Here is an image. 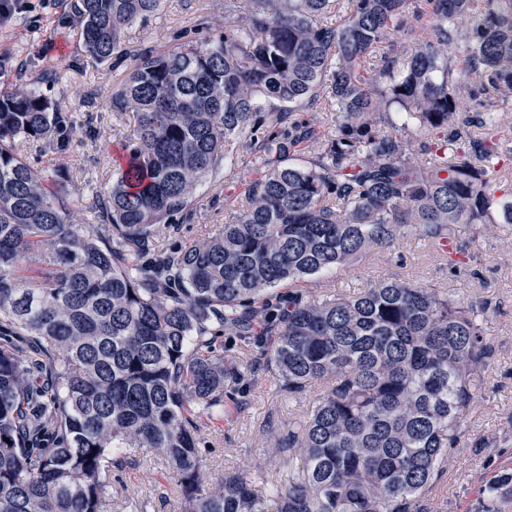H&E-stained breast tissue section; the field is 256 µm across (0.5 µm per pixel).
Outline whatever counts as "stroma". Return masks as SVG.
<instances>
[{
    "mask_svg": "<svg viewBox=\"0 0 512 512\" xmlns=\"http://www.w3.org/2000/svg\"><path fill=\"white\" fill-rule=\"evenodd\" d=\"M223 28L224 0H163L156 15L126 30L124 41L131 48L145 44L167 51L179 47L184 35L201 39ZM80 32L70 0H28L25 12L0 25V75L11 83L36 80L37 90L59 105V131L87 123L96 127L97 136L77 152L55 137L31 139L23 147L24 158L35 168L70 173V220L91 224L112 186L118 143L132 131L135 116L105 106L106 97L126 72L95 62L86 53ZM481 102L495 113L499 131L500 154L486 162L485 169L493 180L510 178L512 99L493 94L477 99L463 90L457 109L471 114ZM290 120L312 132L310 139L293 148L292 158L312 165L336 137V116L318 104L292 113ZM233 154L235 168H217L197 187L194 222L162 227L155 253L174 243L201 239L206 232L217 233L244 205L248 186L258 181L261 171L243 140L234 141ZM217 194L224 201L218 210L210 204ZM448 238L464 253L465 266L452 267L447 253L410 236L291 288L306 300L319 302L335 294L357 295L384 279L407 280L483 308V327L493 355L465 417L466 431L449 449L443 474L427 496L439 503L440 512H481L495 477L512 473V266L498 259L500 243L512 241V223L497 220L489 230L481 224H452ZM291 288L283 285L279 291L284 294ZM322 392L318 383L291 398L278 391L266 371H258L244 386L241 403L228 404L222 422L199 424L204 486L218 484L231 471L250 476L261 489L287 479L299 469L300 456L276 454L274 446L286 435L289 422L306 416ZM165 470L151 449H139L135 461L112 474V512H183L184 499Z\"/></svg>",
    "mask_w": 512,
    "mask_h": 512,
    "instance_id": "stroma-1",
    "label": "stroma"
}]
</instances>
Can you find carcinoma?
I'll return each mask as SVG.
<instances>
[{"instance_id": "obj_1", "label": "carcinoma", "mask_w": 512, "mask_h": 512, "mask_svg": "<svg viewBox=\"0 0 512 512\" xmlns=\"http://www.w3.org/2000/svg\"><path fill=\"white\" fill-rule=\"evenodd\" d=\"M248 2L223 31L162 52L123 40L161 0H76L86 52L128 68L110 109L136 116L99 208L104 238L68 221L64 172L22 157L58 105L0 90V512H110L112 469L140 448L164 459L187 512H430L423 499L491 352L483 309L405 280L319 304L275 289L409 234L439 247L448 225L484 224L494 209L512 223L511 181L447 159L458 91L448 27L471 15L462 71L512 94V0H420L430 36L379 56L392 33L412 31L409 0ZM337 8L344 18L325 21ZM329 70L336 139L312 166L291 164L308 132L277 128L316 103ZM393 107L426 164L379 127ZM480 114L484 160L497 125ZM246 136L264 175L235 220L148 257L160 225L193 219L197 184L235 165L224 143ZM257 322L274 336L264 358L278 390L327 389L276 444L302 455L288 482L261 494L228 472L206 490L196 418L224 420L246 378L217 341Z\"/></svg>"}]
</instances>
